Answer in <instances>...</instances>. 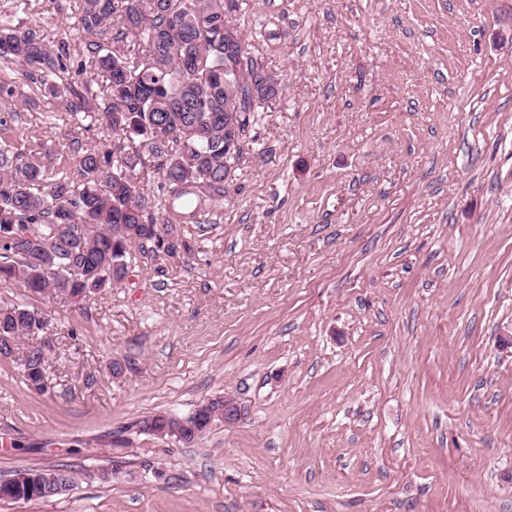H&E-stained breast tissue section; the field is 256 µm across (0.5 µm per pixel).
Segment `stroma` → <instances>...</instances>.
I'll list each match as a JSON object with an SVG mask.
<instances>
[{"mask_svg":"<svg viewBox=\"0 0 512 512\" xmlns=\"http://www.w3.org/2000/svg\"><path fill=\"white\" fill-rule=\"evenodd\" d=\"M75 3L0 14L80 57ZM238 4L283 84L188 258L133 249L86 300L0 285L55 343L43 393L0 358V479L77 480L0 512H512V0ZM11 81L0 118L55 138ZM224 394L197 443L138 428Z\"/></svg>","mask_w":512,"mask_h":512,"instance_id":"stroma-1","label":"stroma"}]
</instances>
